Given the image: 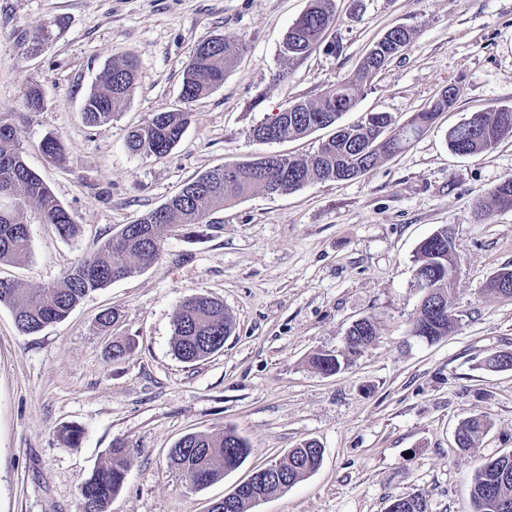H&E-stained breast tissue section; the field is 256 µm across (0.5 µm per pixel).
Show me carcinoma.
I'll list each match as a JSON object with an SVG mask.
<instances>
[{
    "label": "carcinoma",
    "instance_id": "obj_1",
    "mask_svg": "<svg viewBox=\"0 0 512 512\" xmlns=\"http://www.w3.org/2000/svg\"><path fill=\"white\" fill-rule=\"evenodd\" d=\"M336 24L334 0H311L307 10L288 28L283 54L288 61L316 51ZM53 38L52 29L43 25L30 38V49L40 52ZM413 34L403 26L389 29L369 50L368 57L347 78L328 87L315 102L297 100L274 115L277 133L274 140L284 142L330 127L355 107L373 78L396 56L406 50ZM247 53L242 41L213 37L201 41L183 73L180 99L185 108L155 112L126 138L127 149L135 154L162 159L179 144L190 122L188 107L209 96L224 83V76ZM137 65L133 58L114 61L104 71L101 84L84 98L81 115L91 126L112 122L119 104L127 100L135 87ZM459 97V89L445 87L425 108L414 113L406 136L417 137L434 123L438 114L449 111ZM23 101L31 112L44 108V93L37 80L23 83ZM17 113H0V264L23 265L30 258V229L27 219L51 224L58 233L75 239L81 233L70 212L57 200L42 178L26 163L17 136ZM391 118L374 113L363 123L339 128L323 142L316 153L297 159L282 155L266 156L239 165L238 175L224 178L223 168L210 170L186 183L165 204L146 213L134 224H127L106 239L91 256L80 259L61 282L43 288H27L14 280L0 279V305H7L17 330L23 335L42 331L64 320L76 304L90 292L131 277L154 263L160 256L162 232L181 224H222L224 207L235 203L254 188L270 194H283L316 182L339 181L343 169L364 175L383 158L403 146V140L386 134ZM512 133V107H495L474 114L448 133V145L454 152L470 155L488 152ZM40 149L51 162L64 160L58 139L47 135ZM495 207L512 208V178L500 182L491 192ZM455 255L448 250V228L442 227L422 242L415 259V271L426 278L429 295L419 308L413 334L436 341L453 325L448 302L449 275ZM441 303L437 314L429 305ZM233 330L231 316L224 303L208 295H196L184 301L173 320V350L185 362L203 360L224 348V337ZM135 342L115 339L108 354L123 358L132 353ZM483 415L461 421L459 450L474 447L486 431ZM250 454L247 440L233 428L216 434L191 433L180 438L169 450L170 464L193 487H204L224 477L225 469L240 468ZM130 450L121 441L112 443L107 460L79 485L85 512H107L112 497L121 490L128 470ZM323 454L313 441H305L288 451L287 461L279 464L282 480L255 490L249 488L236 500L232 512H248L255 492L270 495L284 491L304 480L321 465ZM506 493L512 497V453L486 461L470 481L472 512H492L490 497Z\"/></svg>",
    "mask_w": 512,
    "mask_h": 512
}]
</instances>
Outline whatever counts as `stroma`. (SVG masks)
Returning <instances> with one entry per match:
<instances>
[{"label": "stroma", "mask_w": 512, "mask_h": 512, "mask_svg": "<svg viewBox=\"0 0 512 512\" xmlns=\"http://www.w3.org/2000/svg\"><path fill=\"white\" fill-rule=\"evenodd\" d=\"M336 25L308 57L289 63L281 44L309 0H0V112L21 114L28 166L81 226L73 241L30 227L31 255L0 264V278L39 288L58 282L124 225L161 206L193 178L269 154L305 157L331 134L319 129L265 143L254 128L296 99L316 100L352 73L388 29L415 36L341 122L388 113L402 128L456 83L454 107L368 174L287 194L252 191L224 221L166 232L159 259L79 302L62 322L20 334L0 305V512H84L78 487L113 441L131 450L109 512H207L251 469L284 459L306 440L320 468L251 512H388L420 493L428 512H472L468 484L487 457L512 452V370L484 358L512 350V298L486 291L512 268V210L475 216L512 177V136L493 150L458 155L448 131L472 113L512 106V0H335ZM49 25L32 52L28 32ZM221 35L248 51L209 97L195 103L182 141L158 160L131 154L128 131L152 113L181 108L195 46ZM134 56L136 86L112 123L86 125L81 106L108 63ZM40 81L45 106L27 113L22 83ZM63 163L39 150L46 135ZM450 226L458 277L448 294L455 323L428 342L411 333L421 295L413 286L419 245ZM223 301L234 322L222 351L197 362L173 351V318L188 298ZM120 313L110 334L98 318ZM372 321L377 339L340 372L311 363L345 349L351 323ZM130 356L109 358L111 337ZM485 415L487 432L462 453L459 423ZM83 435L64 445L62 426ZM234 428L251 453L202 489L168 463L192 432Z\"/></svg>", "instance_id": "1"}]
</instances>
